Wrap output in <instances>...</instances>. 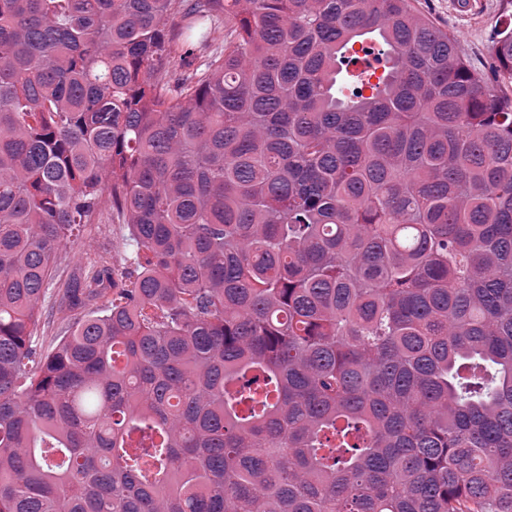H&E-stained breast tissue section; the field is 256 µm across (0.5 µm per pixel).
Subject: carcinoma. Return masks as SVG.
<instances>
[{
    "mask_svg": "<svg viewBox=\"0 0 512 512\" xmlns=\"http://www.w3.org/2000/svg\"><path fill=\"white\" fill-rule=\"evenodd\" d=\"M415 2L0 0V512H512V93ZM126 224H121L112 209L103 206L94 224L81 227L78 233L67 239L64 253L67 259L58 266L53 288H65L75 277L88 269V264L100 255H112L116 250L118 258L131 254L135 247L127 241ZM40 320L32 334V346L42 352L55 347L59 338L68 330L69 325L79 316V312H60L53 302H44L39 311Z\"/></svg>",
    "mask_w": 512,
    "mask_h": 512,
    "instance_id": "cac0c4a2",
    "label": "carcinoma"
}]
</instances>
